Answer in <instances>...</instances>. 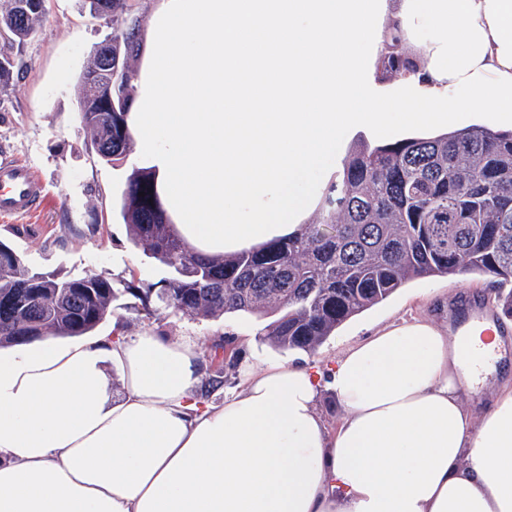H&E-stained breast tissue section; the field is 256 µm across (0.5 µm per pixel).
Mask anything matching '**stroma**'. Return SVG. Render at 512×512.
<instances>
[{
  "label": "stroma",
  "instance_id": "obj_1",
  "mask_svg": "<svg viewBox=\"0 0 512 512\" xmlns=\"http://www.w3.org/2000/svg\"><path fill=\"white\" fill-rule=\"evenodd\" d=\"M107 32L104 21L78 11L76 0H48L47 13L22 52V68L0 95V153L30 165L46 183L34 216H0V240L15 248L30 270L68 277L96 273L110 279L120 295L97 334L192 338L198 346L200 394L207 403L220 405L225 394L241 385L244 362L306 359L328 365L347 346L404 319L447 329L459 293L483 301L494 298L491 278L479 274L415 278L346 321L312 354L274 348L263 338L266 319L255 316L203 318L170 309L146 315L140 300L126 293V284L158 287L171 272L135 246L120 215L135 158L102 161L86 147L80 118L83 65Z\"/></svg>",
  "mask_w": 512,
  "mask_h": 512
}]
</instances>
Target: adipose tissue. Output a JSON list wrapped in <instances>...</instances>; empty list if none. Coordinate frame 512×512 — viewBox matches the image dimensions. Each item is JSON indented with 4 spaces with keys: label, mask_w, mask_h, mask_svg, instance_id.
I'll return each instance as SVG.
<instances>
[{
    "label": "adipose tissue",
    "mask_w": 512,
    "mask_h": 512,
    "mask_svg": "<svg viewBox=\"0 0 512 512\" xmlns=\"http://www.w3.org/2000/svg\"><path fill=\"white\" fill-rule=\"evenodd\" d=\"M394 23L424 67L380 100L363 45ZM135 87L176 232L240 251L294 232L342 129L512 126V0H160ZM501 342L404 322L326 370L246 367L220 407L183 339L25 345L0 355V512H512V387L467 406ZM318 409L327 426L331 429H336L343 416V411L331 391H324L322 393Z\"/></svg>",
    "instance_id": "obj_1"
}]
</instances>
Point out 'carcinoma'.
I'll list each match as a JSON object with an SVG mask.
<instances>
[{"instance_id": "obj_1", "label": "carcinoma", "mask_w": 512, "mask_h": 512, "mask_svg": "<svg viewBox=\"0 0 512 512\" xmlns=\"http://www.w3.org/2000/svg\"><path fill=\"white\" fill-rule=\"evenodd\" d=\"M24 0H0V93L22 64L20 47L42 15ZM129 0H112V77L84 65L80 79L87 140L110 163L130 154L127 116L140 49V20ZM384 69L422 68L399 24L390 27ZM112 99V111L102 103ZM121 217L131 239L172 276L161 288L127 284L147 314L266 317L265 340L281 350L314 352L347 320L418 277L478 273L512 282V133L476 126L436 137L371 146L363 141L323 189L320 221L260 248L224 255L189 249L162 207L151 172L126 183ZM117 293L97 274L33 272L0 240V348L82 336L112 311Z\"/></svg>"}]
</instances>
